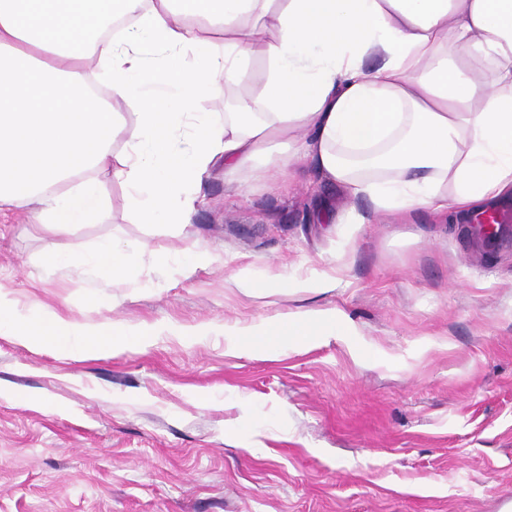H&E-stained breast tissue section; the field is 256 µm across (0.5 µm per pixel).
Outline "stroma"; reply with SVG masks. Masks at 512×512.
Returning <instances> with one entry per match:
<instances>
[{"label": "stroma", "mask_w": 512, "mask_h": 512, "mask_svg": "<svg viewBox=\"0 0 512 512\" xmlns=\"http://www.w3.org/2000/svg\"><path fill=\"white\" fill-rule=\"evenodd\" d=\"M310 171L286 189L205 180L191 224L134 223L112 185L76 251L113 238L140 283L48 273L28 215L0 210V288L117 327L250 324L336 309L343 335L234 349L162 336L74 358L0 338V512H512V200L456 224L430 210L344 224ZM204 245L194 269L154 258ZM335 269L322 292L256 297L239 279Z\"/></svg>", "instance_id": "obj_1"}]
</instances>
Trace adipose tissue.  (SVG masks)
Wrapping results in <instances>:
<instances>
[{
	"label": "adipose tissue",
	"mask_w": 512,
	"mask_h": 512,
	"mask_svg": "<svg viewBox=\"0 0 512 512\" xmlns=\"http://www.w3.org/2000/svg\"><path fill=\"white\" fill-rule=\"evenodd\" d=\"M256 55L270 71L254 97ZM227 93L223 119L200 110ZM303 161L387 216L512 196V0H0V206L55 236L95 222L115 182L137 223L181 227L216 165L245 179ZM41 264L141 276L111 240L55 239ZM341 318L285 313L237 327L238 344L332 336ZM177 332L24 310L0 289V336L24 345L118 354Z\"/></svg>",
	"instance_id": "1"
}]
</instances>
